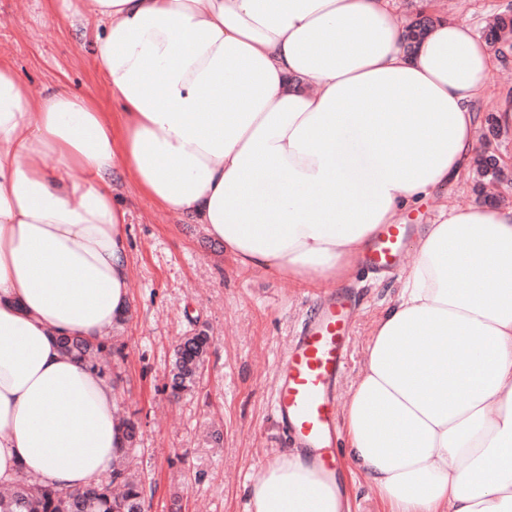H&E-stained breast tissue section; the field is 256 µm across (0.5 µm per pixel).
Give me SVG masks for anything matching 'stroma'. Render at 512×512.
Listing matches in <instances>:
<instances>
[{"label": "stroma", "instance_id": "35a3bbf8", "mask_svg": "<svg viewBox=\"0 0 512 512\" xmlns=\"http://www.w3.org/2000/svg\"><path fill=\"white\" fill-rule=\"evenodd\" d=\"M512 0H438L439 12L466 16L475 31ZM96 21L65 13L63 0H0V64L34 89L82 95L113 124L121 115L92 46ZM113 193L127 211L132 267L131 312L117 333L122 354L106 370L117 403L136 425L137 469L149 512H249L248 489L275 454L293 442L273 415L277 366L325 295L351 304L350 342L334 394L342 413L366 364V345L380 312L393 302L398 273L356 270L342 285L302 288L239 267L198 225L163 211L134 181L114 174ZM493 196L512 206V182L480 189L462 176L407 212L434 223L442 205L482 204ZM212 341L195 391L174 398V348L193 331Z\"/></svg>", "mask_w": 512, "mask_h": 512}]
</instances>
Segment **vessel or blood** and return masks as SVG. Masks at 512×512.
Wrapping results in <instances>:
<instances>
[{"label":"vessel or blood","instance_id":"1","mask_svg":"<svg viewBox=\"0 0 512 512\" xmlns=\"http://www.w3.org/2000/svg\"><path fill=\"white\" fill-rule=\"evenodd\" d=\"M413 230V225L403 222L380 225L365 257L368 269L376 273L396 269ZM348 328L346 302L324 301L278 367L276 416L298 445L322 449L320 461L328 470L336 467V458L327 449L335 423L333 387L345 361Z\"/></svg>","mask_w":512,"mask_h":512}]
</instances>
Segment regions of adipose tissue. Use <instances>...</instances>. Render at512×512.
I'll return each mask as SVG.
<instances>
[{
	"instance_id": "ef3b65f1",
	"label": "adipose tissue",
	"mask_w": 512,
	"mask_h": 512,
	"mask_svg": "<svg viewBox=\"0 0 512 512\" xmlns=\"http://www.w3.org/2000/svg\"><path fill=\"white\" fill-rule=\"evenodd\" d=\"M81 5L121 131L0 66V482L61 490L108 480L126 446L115 385L60 345L129 315L114 171L240 266L338 284L380 225L467 171L501 63L460 16L407 48L391 0ZM409 247L344 405L347 468L383 512H512V207L448 206ZM250 512L351 504L290 450Z\"/></svg>"
}]
</instances>
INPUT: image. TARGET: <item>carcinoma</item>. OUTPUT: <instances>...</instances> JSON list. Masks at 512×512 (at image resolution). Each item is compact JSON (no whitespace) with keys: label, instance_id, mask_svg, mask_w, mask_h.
Here are the masks:
<instances>
[{"label":"carcinoma","instance_id":"carcinoma-1","mask_svg":"<svg viewBox=\"0 0 512 512\" xmlns=\"http://www.w3.org/2000/svg\"><path fill=\"white\" fill-rule=\"evenodd\" d=\"M431 24L430 18L417 15L408 24L410 43L419 42ZM485 39L491 48L500 51L511 45L512 14L494 16L485 29ZM477 172L483 178L503 180L492 155L479 156ZM62 346L98 369L103 368L106 355L122 354L121 349L114 350L104 341L92 343L76 337L64 339ZM209 346L210 337L204 332L183 337L174 352L172 390L187 393L200 383ZM145 504L143 483L122 465L114 468L109 480L75 490H58L21 476L12 482L9 492L0 494V512H145Z\"/></svg>","mask_w":512,"mask_h":512}]
</instances>
